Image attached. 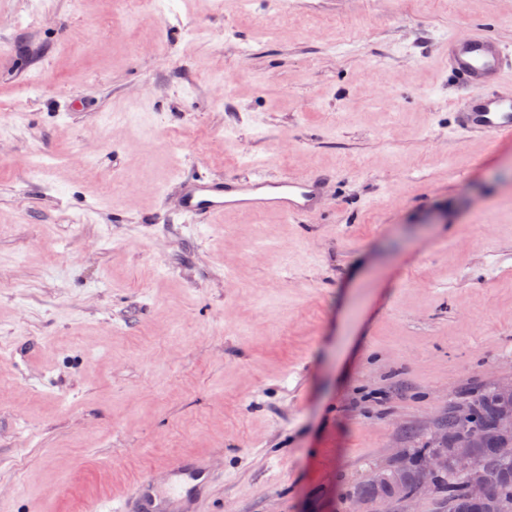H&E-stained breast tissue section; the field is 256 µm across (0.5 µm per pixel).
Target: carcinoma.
Masks as SVG:
<instances>
[{"label": "carcinoma", "mask_w": 512, "mask_h": 512, "mask_svg": "<svg viewBox=\"0 0 512 512\" xmlns=\"http://www.w3.org/2000/svg\"><path fill=\"white\" fill-rule=\"evenodd\" d=\"M496 391L478 393L462 398L449 406L444 430L437 435L433 448H413L411 453L423 457L435 451L448 458L446 448L456 434L465 430L473 437L475 461L486 467L495 485L499 499V512H512V458H502L496 453L497 444L486 441L482 433L496 426ZM441 512H487V507L468 497L466 475L448 463L436 475Z\"/></svg>", "instance_id": "cac0c4a2"}]
</instances>
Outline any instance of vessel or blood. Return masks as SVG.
<instances>
[{
    "instance_id": "vessel-or-blood-1",
    "label": "vessel or blood",
    "mask_w": 512,
    "mask_h": 512,
    "mask_svg": "<svg viewBox=\"0 0 512 512\" xmlns=\"http://www.w3.org/2000/svg\"><path fill=\"white\" fill-rule=\"evenodd\" d=\"M448 69L466 90L457 114L463 134L492 139L512 138V50L490 35L473 30L448 38ZM328 181L317 175L242 174L232 178L207 175L181 177L171 201L174 216L215 220L226 213L275 211L284 217L317 215ZM206 458L169 465L163 484L149 475H135L128 489L114 498L94 502L89 512H195L196 501L211 486Z\"/></svg>"
}]
</instances>
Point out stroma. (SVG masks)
Returning <instances> with one entry per match:
<instances>
[{"mask_svg":"<svg viewBox=\"0 0 512 512\" xmlns=\"http://www.w3.org/2000/svg\"><path fill=\"white\" fill-rule=\"evenodd\" d=\"M477 27L512 47V0H0V512L192 456L197 512H374L512 381V140L456 130L447 64ZM253 168L331 176L321 213L171 217ZM415 467V459L414 457L407 453L402 452L397 460L396 467L393 470L380 469L374 471L370 479L377 486H383L386 482H395L397 480V475L400 471H403L399 476V482L401 486L404 488V492L408 495L415 482L419 476V470ZM414 469V470H413ZM392 471V472H389ZM371 481H367L364 483L358 491L359 497L364 499L365 501L375 502L379 497V489L376 487Z\"/></svg>","mask_w":512,"mask_h":512,"instance_id":"1","label":"stroma"}]
</instances>
